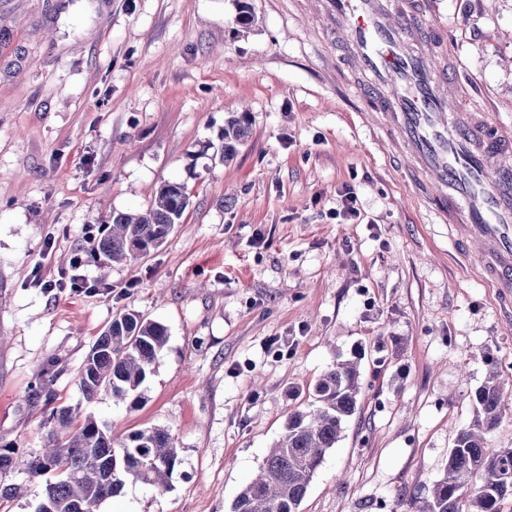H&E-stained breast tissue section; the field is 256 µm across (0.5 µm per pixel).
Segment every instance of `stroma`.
Returning a JSON list of instances; mask_svg holds the SVG:
<instances>
[{
  "mask_svg": "<svg viewBox=\"0 0 512 512\" xmlns=\"http://www.w3.org/2000/svg\"><path fill=\"white\" fill-rule=\"evenodd\" d=\"M316 2L0 0V448H43L49 405L119 437L168 427L170 488L127 483L104 512H229L289 411L353 357L359 409L300 510L414 512L489 367L512 376V304L412 199ZM424 7L461 85L453 110L512 132V0ZM242 111L236 158L203 155ZM167 181L191 197L182 224L101 275L102 226ZM345 184L363 223L335 217ZM77 255L94 292L35 281ZM128 309L168 328L145 401L83 402L76 371Z\"/></svg>",
  "mask_w": 512,
  "mask_h": 512,
  "instance_id": "obj_1",
  "label": "stroma"
}]
</instances>
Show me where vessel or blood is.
<instances>
[{"mask_svg": "<svg viewBox=\"0 0 512 512\" xmlns=\"http://www.w3.org/2000/svg\"><path fill=\"white\" fill-rule=\"evenodd\" d=\"M324 11L364 78L355 93L376 104L422 174L418 199L458 243L480 245V277L512 300V140L487 139L473 113H450L448 73L420 48L433 23L419 0H328Z\"/></svg>", "mask_w": 512, "mask_h": 512, "instance_id": "1", "label": "vessel or blood"}]
</instances>
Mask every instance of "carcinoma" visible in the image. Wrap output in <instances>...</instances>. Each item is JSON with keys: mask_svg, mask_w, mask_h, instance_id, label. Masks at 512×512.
I'll return each mask as SVG.
<instances>
[{"mask_svg": "<svg viewBox=\"0 0 512 512\" xmlns=\"http://www.w3.org/2000/svg\"><path fill=\"white\" fill-rule=\"evenodd\" d=\"M250 135L247 113L224 120L219 159L234 160ZM190 206L181 183L166 182L154 203L141 212L112 214L97 243L103 266L131 262L161 247ZM168 341L167 327L136 310L114 317L78 368L83 398L102 394L135 409L144 402L142 386ZM362 392L359 364L341 360L316 381L312 401L288 414L284 432L233 500L230 512H300L309 484L328 450L336 447L343 424L358 410ZM475 415L457 431L443 476L417 512H501L512 496V448H495L491 433L512 410V381L493 367L472 394ZM77 410L51 411L45 448L27 455L0 448V473L18 471L45 478L34 512H94L121 494L127 482L161 490L170 486L181 464L170 430L153 427L112 436V424L88 414L74 423Z\"/></svg>", "mask_w": 512, "mask_h": 512, "instance_id": "obj_1", "label": "carcinoma"}]
</instances>
